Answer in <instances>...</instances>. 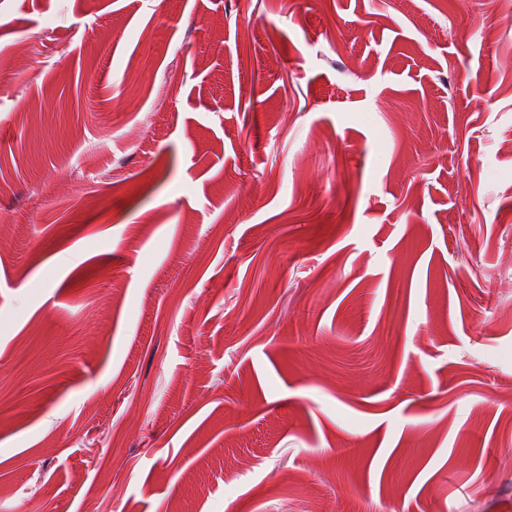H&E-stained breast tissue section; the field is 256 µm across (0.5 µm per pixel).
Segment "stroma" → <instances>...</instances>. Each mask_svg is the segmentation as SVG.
Returning <instances> with one entry per match:
<instances>
[{"label": "stroma", "mask_w": 512, "mask_h": 512, "mask_svg": "<svg viewBox=\"0 0 512 512\" xmlns=\"http://www.w3.org/2000/svg\"><path fill=\"white\" fill-rule=\"evenodd\" d=\"M0 0V512H512V0Z\"/></svg>", "instance_id": "35a3bbf8"}]
</instances>
